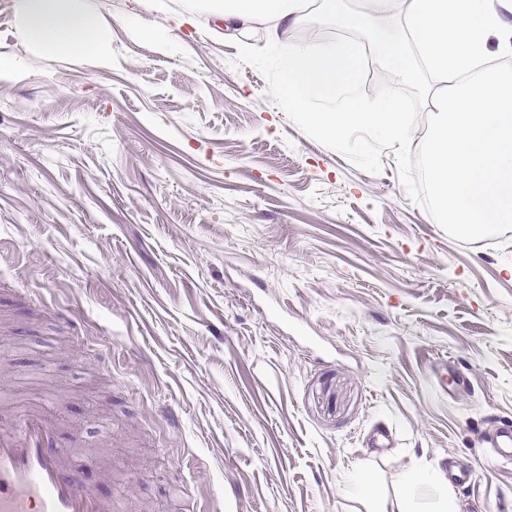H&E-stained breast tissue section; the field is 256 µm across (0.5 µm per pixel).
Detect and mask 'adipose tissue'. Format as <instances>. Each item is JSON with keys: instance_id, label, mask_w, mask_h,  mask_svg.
<instances>
[{"instance_id": "ef3b65f1", "label": "adipose tissue", "mask_w": 512, "mask_h": 512, "mask_svg": "<svg viewBox=\"0 0 512 512\" xmlns=\"http://www.w3.org/2000/svg\"><path fill=\"white\" fill-rule=\"evenodd\" d=\"M302 0H223L224 27L265 26L279 40L281 90L289 111L306 125L341 139L378 128L393 143L409 137L413 117L390 97L371 107L355 96L359 66L349 44L312 49L281 43L299 23ZM31 45L42 52L100 53L102 32L86 0H18ZM512 0H367L347 25L377 29L403 14L417 58L435 79L426 181L445 223L465 233L512 224V70L489 65L512 55Z\"/></svg>"}]
</instances>
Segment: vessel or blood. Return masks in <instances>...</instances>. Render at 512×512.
<instances>
[{
    "mask_svg": "<svg viewBox=\"0 0 512 512\" xmlns=\"http://www.w3.org/2000/svg\"><path fill=\"white\" fill-rule=\"evenodd\" d=\"M56 435V426L38 415L0 431V512H114V502L71 474Z\"/></svg>",
    "mask_w": 512,
    "mask_h": 512,
    "instance_id": "vessel-or-blood-1",
    "label": "vessel or blood"
}]
</instances>
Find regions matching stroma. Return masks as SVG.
<instances>
[{
    "label": "stroma",
    "mask_w": 512,
    "mask_h": 512,
    "mask_svg": "<svg viewBox=\"0 0 512 512\" xmlns=\"http://www.w3.org/2000/svg\"><path fill=\"white\" fill-rule=\"evenodd\" d=\"M87 2L100 59L43 54L0 0V427L57 410L73 474L125 512H512L489 445L512 429V226L435 210L431 78L382 52L402 16L304 18L378 66L361 102H405L393 144L311 131L269 36L242 51L194 0ZM448 468L468 483L403 482ZM389 67L396 78L407 77L412 72V65L401 44L390 42L384 49Z\"/></svg>",
    "instance_id": "stroma-1"
}]
</instances>
